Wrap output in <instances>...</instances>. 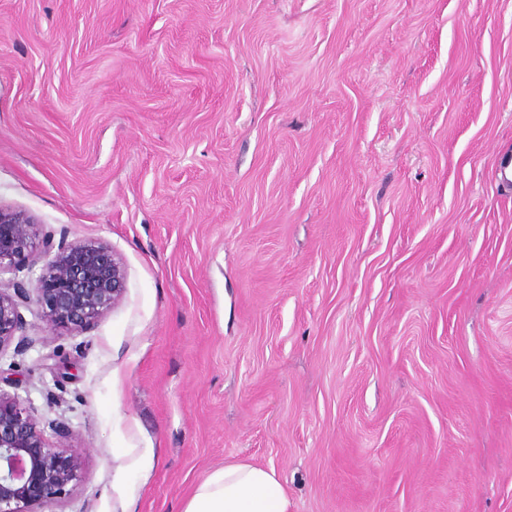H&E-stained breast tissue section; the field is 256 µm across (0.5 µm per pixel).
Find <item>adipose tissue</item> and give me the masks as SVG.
Segmentation results:
<instances>
[{"mask_svg":"<svg viewBox=\"0 0 512 512\" xmlns=\"http://www.w3.org/2000/svg\"><path fill=\"white\" fill-rule=\"evenodd\" d=\"M289 507L274 469L235 462L209 473L183 512H289Z\"/></svg>","mask_w":512,"mask_h":512,"instance_id":"ef3b65f1","label":"adipose tissue"}]
</instances>
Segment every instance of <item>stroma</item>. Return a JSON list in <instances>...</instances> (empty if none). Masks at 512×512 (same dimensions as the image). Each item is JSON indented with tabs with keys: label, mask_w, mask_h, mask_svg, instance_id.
<instances>
[{
	"label": "stroma",
	"mask_w": 512,
	"mask_h": 512,
	"mask_svg": "<svg viewBox=\"0 0 512 512\" xmlns=\"http://www.w3.org/2000/svg\"><path fill=\"white\" fill-rule=\"evenodd\" d=\"M512 0H0V206L122 260L0 353L82 474L37 512H512ZM289 507L273 468L235 462L209 473L182 512H289Z\"/></svg>",
	"instance_id": "obj_1"
}]
</instances>
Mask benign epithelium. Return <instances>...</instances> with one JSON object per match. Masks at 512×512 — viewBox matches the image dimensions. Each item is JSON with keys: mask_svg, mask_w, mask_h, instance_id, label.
I'll list each match as a JSON object with an SVG mask.
<instances>
[{"mask_svg": "<svg viewBox=\"0 0 512 512\" xmlns=\"http://www.w3.org/2000/svg\"><path fill=\"white\" fill-rule=\"evenodd\" d=\"M49 255L45 264L42 256ZM39 274L0 290V352L26 328L20 308L33 304L56 332H79L93 325L120 301L126 286L123 263L97 242L68 244L50 236L37 242L32 219L0 207V273ZM59 440L46 436V423L18 395L0 389V512H34L33 507L61 499L80 478L81 458Z\"/></svg>", "mask_w": 512, "mask_h": 512, "instance_id": "benign-epithelium-1", "label": "benign epithelium"}]
</instances>
